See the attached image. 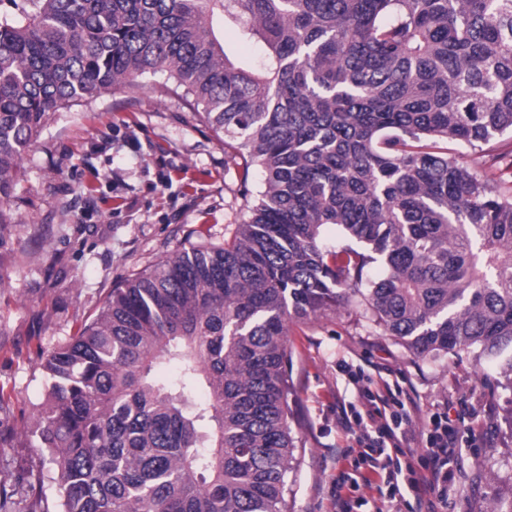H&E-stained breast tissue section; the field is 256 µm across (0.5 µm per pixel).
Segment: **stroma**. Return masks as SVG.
<instances>
[{"label": "stroma", "instance_id": "1", "mask_svg": "<svg viewBox=\"0 0 512 512\" xmlns=\"http://www.w3.org/2000/svg\"><path fill=\"white\" fill-rule=\"evenodd\" d=\"M227 152L160 73L50 114L23 154L15 223L0 236V433L21 430L48 391L43 355L90 324L112 288L232 239L249 212ZM288 356L291 512H336L340 492L353 512H375V490L336 488L353 470L337 451L354 439L336 420L356 399L351 370L409 393L415 429L440 410L472 429L455 450L447 512H491L512 484V379L501 358L416 355L352 305L291 322Z\"/></svg>", "mask_w": 512, "mask_h": 512}]
</instances>
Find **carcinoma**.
Segmentation results:
<instances>
[{"label": "carcinoma", "instance_id": "cac0c4a2", "mask_svg": "<svg viewBox=\"0 0 512 512\" xmlns=\"http://www.w3.org/2000/svg\"><path fill=\"white\" fill-rule=\"evenodd\" d=\"M156 72L238 149L241 195L254 163L265 189L231 242L112 289L44 356L17 437L49 453L54 510L1 479L0 512H286L288 323L345 298L418 354L512 348V0H22L0 18V243L47 117Z\"/></svg>", "mask_w": 512, "mask_h": 512}]
</instances>
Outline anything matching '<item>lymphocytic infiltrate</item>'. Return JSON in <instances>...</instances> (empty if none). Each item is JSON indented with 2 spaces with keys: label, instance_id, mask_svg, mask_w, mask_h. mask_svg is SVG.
I'll list each match as a JSON object with an SVG mask.
<instances>
[{
  "label": "lymphocytic infiltrate",
  "instance_id": "1",
  "mask_svg": "<svg viewBox=\"0 0 512 512\" xmlns=\"http://www.w3.org/2000/svg\"><path fill=\"white\" fill-rule=\"evenodd\" d=\"M362 410L356 417L342 416L343 427H357L356 447L342 449V457L354 458L355 470L374 473L378 482L374 489L380 500L378 512H393L405 494H412L415 506L411 512H442L448 504V482L451 478L452 449L456 445L458 427L446 413L430 415L420 434L428 455L419 468L411 469L407 482H400V466L395 465L389 451L401 447L411 431L415 415L413 399L395 398L390 387L364 389Z\"/></svg>",
  "mask_w": 512,
  "mask_h": 512
}]
</instances>
